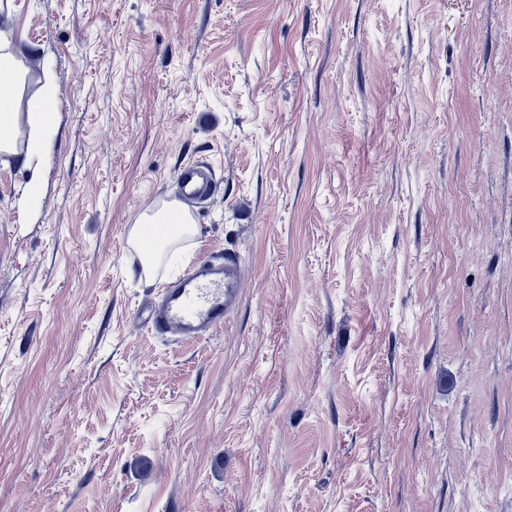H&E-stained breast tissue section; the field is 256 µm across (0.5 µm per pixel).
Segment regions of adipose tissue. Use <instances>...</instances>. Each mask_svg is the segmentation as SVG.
<instances>
[{"label": "adipose tissue", "instance_id": "obj_1", "mask_svg": "<svg viewBox=\"0 0 512 512\" xmlns=\"http://www.w3.org/2000/svg\"><path fill=\"white\" fill-rule=\"evenodd\" d=\"M29 74L27 66L12 52L0 47V153L16 151V127L27 130L25 151L27 157L46 152L51 143L53 117L49 107L54 102L55 87L50 72H43L37 98L32 100L24 115H17L15 108L22 97ZM190 217L168 206L162 210L143 212L134 227V242L143 248L145 267H154L162 259L160 248L191 235Z\"/></svg>", "mask_w": 512, "mask_h": 512}]
</instances>
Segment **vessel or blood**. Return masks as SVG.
I'll return each instance as SVG.
<instances>
[{
  "label": "vessel or blood",
  "mask_w": 512,
  "mask_h": 512,
  "mask_svg": "<svg viewBox=\"0 0 512 512\" xmlns=\"http://www.w3.org/2000/svg\"><path fill=\"white\" fill-rule=\"evenodd\" d=\"M177 193L186 201L214 195L212 168L189 163L176 174ZM243 284L237 257L194 265L179 280L163 288L156 299L138 308L135 319L146 331L172 334L189 341L222 329L239 303Z\"/></svg>",
  "instance_id": "vessel-or-blood-1"
}]
</instances>
